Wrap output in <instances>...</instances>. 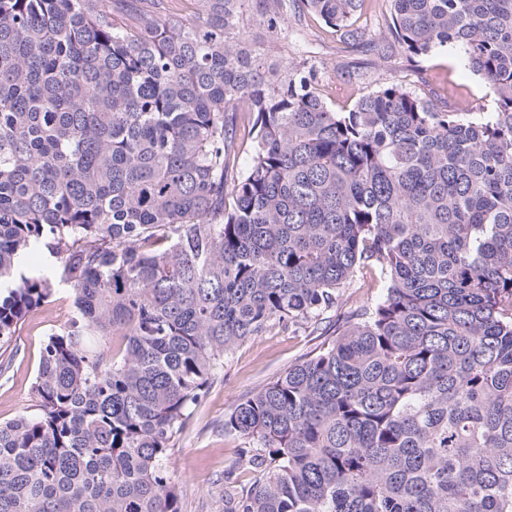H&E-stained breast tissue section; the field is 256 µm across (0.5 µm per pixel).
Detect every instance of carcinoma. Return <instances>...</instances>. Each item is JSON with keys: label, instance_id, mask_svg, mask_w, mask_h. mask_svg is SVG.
<instances>
[{"label": "carcinoma", "instance_id": "cac0c4a2", "mask_svg": "<svg viewBox=\"0 0 512 512\" xmlns=\"http://www.w3.org/2000/svg\"><path fill=\"white\" fill-rule=\"evenodd\" d=\"M124 2L0 0V348L54 282L76 308L39 412L0 422V512H182L171 450L224 357L367 276L224 416L253 475L224 512H512V0H390L407 56L480 77L477 116L395 81L337 112L247 31L356 44L362 0Z\"/></svg>", "mask_w": 512, "mask_h": 512}]
</instances>
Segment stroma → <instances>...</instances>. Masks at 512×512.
<instances>
[{"label":"stroma","mask_w":512,"mask_h":512,"mask_svg":"<svg viewBox=\"0 0 512 512\" xmlns=\"http://www.w3.org/2000/svg\"><path fill=\"white\" fill-rule=\"evenodd\" d=\"M389 16L388 0H364L357 26L366 38L356 45L339 36L318 18L308 16L288 29V58L308 60L321 74L319 92L339 112L374 86L378 72L437 100L448 109L486 112L481 81L451 51L409 66L398 51H386L383 38ZM74 311L73 293L58 284L50 300L20 323L11 342V362L0 374V422L35 411L31 384L43 342L67 324ZM316 337L285 332L254 336L225 357L204 400L191 411L186 431L172 451L170 473L182 493V512H224V473L243 448L241 438L224 432V414L239 397L254 392L311 351Z\"/></svg>","instance_id":"stroma-1"}]
</instances>
